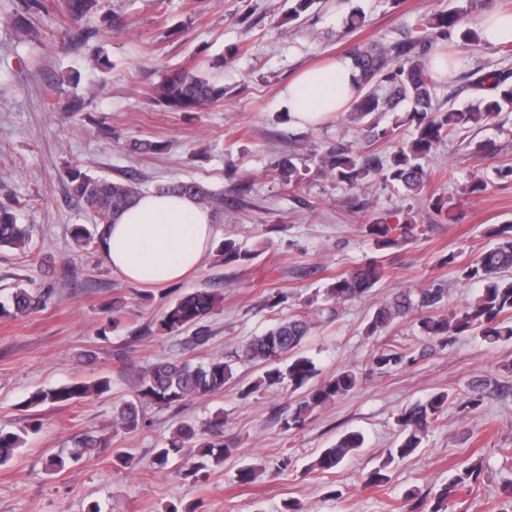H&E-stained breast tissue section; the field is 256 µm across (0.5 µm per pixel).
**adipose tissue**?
I'll return each mask as SVG.
<instances>
[{
    "label": "adipose tissue",
    "instance_id": "obj_1",
    "mask_svg": "<svg viewBox=\"0 0 512 512\" xmlns=\"http://www.w3.org/2000/svg\"><path fill=\"white\" fill-rule=\"evenodd\" d=\"M356 95L352 71L339 59L303 71L282 91L291 121L317 126L343 111ZM218 234L212 212L190 197L154 190L102 228L100 249L113 271L140 282L149 270L175 282L199 268Z\"/></svg>",
    "mask_w": 512,
    "mask_h": 512
}]
</instances>
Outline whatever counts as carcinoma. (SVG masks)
I'll list each match as a JSON object with an SVG mask.
<instances>
[{"label":"carcinoma","mask_w":512,"mask_h":512,"mask_svg":"<svg viewBox=\"0 0 512 512\" xmlns=\"http://www.w3.org/2000/svg\"><path fill=\"white\" fill-rule=\"evenodd\" d=\"M461 5L431 14L418 23L415 34L386 45H357L345 55L357 74L358 95L345 114V120L360 129L364 141L370 145L381 141H395L399 129L410 126L412 135L398 141L389 159L383 160L362 152V148L334 146L319 155L318 172L338 184L367 193L370 183L379 181L386 186L419 195L425 188L429 173L421 160L429 156L448 137L490 121L503 111L512 112V83L509 76L499 71L488 72L471 83L476 104L463 108L443 109L436 96L437 83L428 66L432 53L445 55L455 43V37L474 45L483 42L481 35L463 29L464 18L478 6L480 0H460ZM67 12L76 19L99 14V0H65ZM224 99V86L214 75H205L194 68H182L165 77L154 89L153 100L159 107L173 112H205ZM394 115L392 125H381L383 114ZM164 141L128 138L124 148L128 155L161 153ZM274 178L296 188L306 179L309 170H300L292 158L281 159L272 169ZM70 194L77 198L95 219V224H74L71 239L81 248L99 243L101 226L112 223L121 211L138 199L141 190L130 178L111 180L94 176L77 167L66 171ZM160 190L186 195L217 215L224 214V195L211 191L197 181H178L160 187ZM367 236L380 250L401 246L412 230L409 223L390 224L383 217H375L364 225ZM497 239L495 246L481 253L470 264L460 269L463 279L482 284L479 293L467 304L445 311V290L403 288L392 299L379 305L366 328L369 336L379 335L391 328L398 318L417 316L423 335L441 343H449L461 336H479L489 343L512 340V224H502L489 231ZM32 239L29 224L17 223L14 212L0 205V248L25 251ZM224 264L249 263L258 251L242 248L233 240L224 241ZM384 274V266L370 259L350 273L336 276L325 290L326 306L318 310L295 312L281 320L264 335L253 338L244 355L262 365L259 380L242 390L248 397L260 387L280 388L286 394H298L295 412L282 424L285 432L300 428L305 417L350 391L359 383L352 370L316 380L319 370L314 361L302 351L316 319L334 317L347 301L368 295ZM50 288L35 292L26 288L13 291L9 305L0 304V315H28L44 306L51 298ZM224 296L215 291L196 290L185 293L169 303L156 320L155 330L160 335L179 334L192 328V341L204 345L210 340L206 322L222 306ZM413 362L411 352L399 345H386L372 357L374 368L388 373ZM232 377L231 364L224 357H213L205 362L191 363L156 361L145 366L131 382L130 398L113 409V433L131 432L143 424L142 409L158 406H181L187 401L202 399L224 392V385ZM498 389L486 379H475L464 396V405L479 407L490 389ZM111 389L109 378L92 382L75 379L66 384L41 389L31 394L23 406L46 404L67 406L92 396H101ZM449 393L439 392L429 399L405 408L396 417L399 440L389 450L386 459L364 477V486L381 488L390 481L388 468L395 458L404 459L415 453L427 436L431 424L438 421L448 404ZM24 438L12 431L0 429V466L12 460ZM365 445L360 431H348L335 443L320 451L314 467L327 472L336 469L347 457ZM110 447L106 438L81 434L74 438L71 458L78 460L84 453ZM196 452L215 465L224 463L231 448L224 443V417H215L198 425L181 422L168 442L156 449L153 464L164 468L170 459ZM475 464L464 466L448 483L441 486L429 512H447L450 501L470 491L480 477Z\"/></svg>","instance_id":"obj_1"}]
</instances>
